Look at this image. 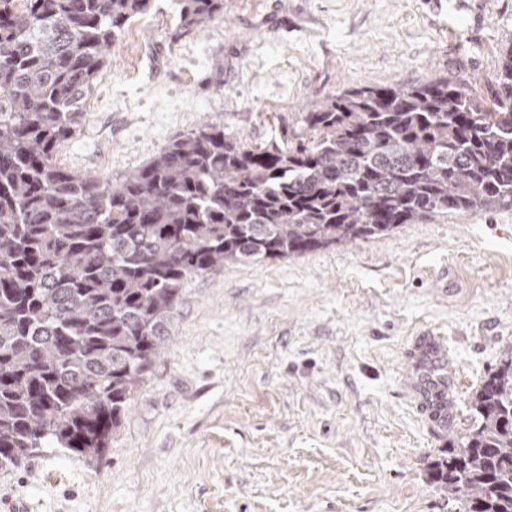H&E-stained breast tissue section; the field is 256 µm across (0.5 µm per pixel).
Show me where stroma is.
Listing matches in <instances>:
<instances>
[{
    "label": "stroma",
    "mask_w": 512,
    "mask_h": 512,
    "mask_svg": "<svg viewBox=\"0 0 512 512\" xmlns=\"http://www.w3.org/2000/svg\"><path fill=\"white\" fill-rule=\"evenodd\" d=\"M154 0L111 46L56 162L117 178L203 119L252 146L361 86L465 78L493 98L512 0H224L183 29ZM448 349L452 417L419 412V337ZM512 345V209L435 217L190 280L101 460L0 472V512H458L428 480Z\"/></svg>",
    "instance_id": "obj_1"
}]
</instances>
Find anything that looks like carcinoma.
Masks as SVG:
<instances>
[{"label":"carcinoma","instance_id":"obj_1","mask_svg":"<svg viewBox=\"0 0 512 512\" xmlns=\"http://www.w3.org/2000/svg\"><path fill=\"white\" fill-rule=\"evenodd\" d=\"M153 0H0V470L41 448L95 460L166 346L189 280L512 209V47L487 101L461 79L363 86L297 143L203 121L118 180L57 164L108 48ZM185 29L224 0H180ZM431 464L459 512H512V346Z\"/></svg>","mask_w":512,"mask_h":512}]
</instances>
